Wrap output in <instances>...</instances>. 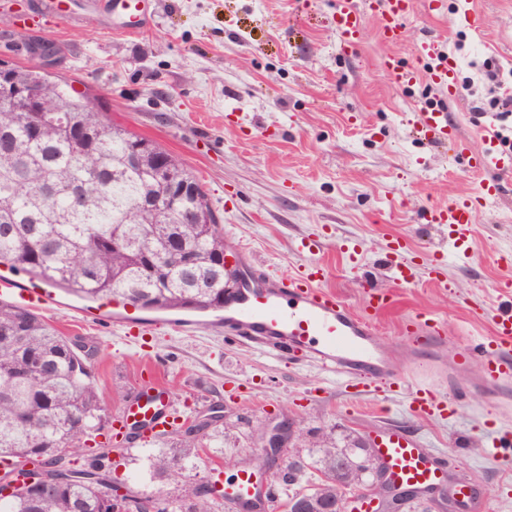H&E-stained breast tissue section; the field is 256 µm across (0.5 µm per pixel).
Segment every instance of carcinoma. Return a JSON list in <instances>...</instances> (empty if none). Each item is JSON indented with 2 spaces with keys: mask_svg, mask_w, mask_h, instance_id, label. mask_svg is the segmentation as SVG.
<instances>
[{
  "mask_svg": "<svg viewBox=\"0 0 512 512\" xmlns=\"http://www.w3.org/2000/svg\"><path fill=\"white\" fill-rule=\"evenodd\" d=\"M0 80L41 97L43 111L0 110V266L83 300L147 312L224 310V233L203 186L175 191L169 224H136V201L169 190L162 170L179 161L156 143L89 112L88 93L37 66L0 63ZM71 121L82 132L63 130ZM193 258L184 263V253ZM65 336L32 310L0 302V465H31L23 479L0 473V512H125V483L112 448L87 444L102 431L104 394L96 340ZM223 436L216 423L175 430L144 456L150 481L182 486L180 512H212L210 482L193 475L199 449ZM42 476L30 487L27 480ZM336 442L312 444L292 490L336 498ZM167 512L169 497L130 490Z\"/></svg>",
  "mask_w": 512,
  "mask_h": 512,
  "instance_id": "cac0c4a2",
  "label": "carcinoma"
}]
</instances>
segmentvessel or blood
Returning a JSON list of instances; mask_svg holds the SVG:
<instances>
[{
	"label": "vessel or blood",
	"mask_w": 512,
	"mask_h": 512,
	"mask_svg": "<svg viewBox=\"0 0 512 512\" xmlns=\"http://www.w3.org/2000/svg\"><path fill=\"white\" fill-rule=\"evenodd\" d=\"M411 0H370L368 10H360L352 0H337L332 21L345 49L354 48L364 27L365 12L379 20L382 37L390 44L399 43L403 36L404 20L410 11ZM112 10L124 15L121 30L137 34L148 27L151 13L148 0H112ZM383 68L390 79L399 85L414 81L416 68L404 67L394 57H386ZM428 81L436 87L453 90L456 81L452 66L442 62L427 72ZM415 130L421 138L449 143L455 151L467 152L470 168L477 173L493 168L512 172V160L504 158L499 140L485 139L481 149L468 151L448 120L446 112L426 110L418 113ZM474 199L451 201L445 205H429L423 211L426 223L448 228V242L459 258L471 256L470 225ZM323 242L310 239L302 242L300 251L309 259L294 273L270 276L260 271L253 260L244 254L236 255L235 270L239 274L236 287L224 294L223 323L232 337L249 336L262 341L274 352L301 355L323 369L349 376L353 387L383 388L409 386L413 399L411 410L430 414L436 405L427 389L409 384L401 376L390 352L382 350L376 335L375 318L394 304L393 294L373 282H365L361 313L350 306L325 282L327 269L316 255ZM389 277L396 283L409 286L414 282L416 262L406 254L402 239H393L382 260ZM0 301L27 309H39L53 302L50 293L33 285L19 287L13 279L0 280ZM479 316L489 319L491 333L457 346L453 354L455 369H467L477 364L481 369L479 382L501 390H512V311L503 308H478ZM401 334L414 343H433L446 334L443 321L434 314L421 312L405 320ZM148 423L153 435L168 432L161 398L135 399L118 417L122 426ZM373 444L385 468L390 485L422 492L450 490L460 512H480L482 505L473 495L469 483L449 481L448 472L438 464L420 441L397 427L376 433ZM257 474L245 472L224 489L226 498L248 506L250 512H270L272 499L262 490Z\"/></svg>",
	"instance_id": "obj_1"
}]
</instances>
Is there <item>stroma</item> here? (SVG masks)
Listing matches in <instances>:
<instances>
[{"mask_svg":"<svg viewBox=\"0 0 512 512\" xmlns=\"http://www.w3.org/2000/svg\"><path fill=\"white\" fill-rule=\"evenodd\" d=\"M44 2L0 0V59L34 64L31 42L54 47L53 72L77 89L93 87L108 119L177 158L206 190L227 247L247 250L267 272L306 262L297 250L304 239L358 243L357 269L335 247L321 252L328 285L356 310L365 276L395 289V308L376 320L381 348L396 351L407 374L420 362L437 365L426 380L436 400L469 392L452 416L418 417L408 392L355 395L343 377L306 358L225 341L214 316L134 342L112 304L59 293V305L43 315L65 335L100 342L106 414L120 413L147 386L185 417L222 403L223 446L197 460L208 479L235 477L275 420L295 419L303 446L314 431L334 434L341 447L394 425L421 439L450 473L469 478L484 512H512V448L487 450L494 433L512 434V403L497 404L474 386L476 368H451L453 345L490 332L470 308L512 304L498 290L508 275L500 260L512 258V175L471 173L465 155L419 138L411 125L423 108H437L472 148L482 147L487 126L506 136L503 149L512 154V114L489 106L512 87V0H442L433 14L426 0H414L399 45H387L370 16L346 53L332 22L336 0H150L154 19L136 36L115 30L89 0H62L56 14L44 12ZM466 10L480 17L479 29L462 21ZM425 41L454 66L459 95L422 77L401 86L386 75V54L412 65ZM486 179L500 189L475 208L472 255L462 262L449 250L447 228L425 223L423 209L474 194ZM397 235L424 258L443 252V284L430 282L424 262L414 285L395 287L379 263ZM421 310L443 319L446 342L400 348L401 320Z\"/></svg>","mask_w":512,"mask_h":512,"instance_id":"35a3bbf8","label":"stroma"}]
</instances>
